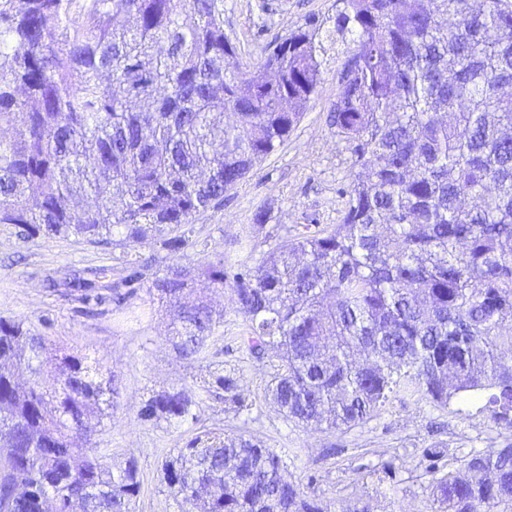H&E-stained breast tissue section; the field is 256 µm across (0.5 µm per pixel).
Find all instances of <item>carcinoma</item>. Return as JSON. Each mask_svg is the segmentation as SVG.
<instances>
[{"instance_id": "cac0c4a2", "label": "carcinoma", "mask_w": 512, "mask_h": 512, "mask_svg": "<svg viewBox=\"0 0 512 512\" xmlns=\"http://www.w3.org/2000/svg\"><path fill=\"white\" fill-rule=\"evenodd\" d=\"M352 36L330 126L350 153L338 223L297 232L224 271V253L152 273L179 356L204 357L224 324L192 284L232 279L251 356L278 365L267 387L287 419L328 430L370 419L408 386L438 407L485 397L512 431V0H336L243 71L224 0H0V224L25 236L116 245L188 228L286 141L322 80L323 40ZM235 122L224 123V113ZM85 197L83 216L71 212ZM111 290L149 266L125 254ZM82 301L100 305L79 278ZM48 350L0 319V505L15 512H134L139 470L101 468L90 442L115 389L64 354L53 378L15 369ZM244 407L236 373L203 381ZM198 405L181 391L145 401L144 421ZM441 443L422 452L436 512L512 507V443L471 450L464 476ZM175 499L197 512H323L264 442L207 433L165 462Z\"/></svg>"}]
</instances>
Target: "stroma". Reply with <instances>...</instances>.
<instances>
[{"label": "stroma", "mask_w": 512, "mask_h": 512, "mask_svg": "<svg viewBox=\"0 0 512 512\" xmlns=\"http://www.w3.org/2000/svg\"><path fill=\"white\" fill-rule=\"evenodd\" d=\"M335 13L336 0H224V32L236 45L239 61L250 65L265 56L271 41L287 37L307 17L326 20ZM263 22L269 30L264 39H255ZM324 48L322 81L287 141L225 193L222 206L195 216L193 227L206 242L205 251L174 252L155 237L130 246V255L163 269L220 252L230 266L245 256L259 260L282 228L337 223L345 208L338 190L348 181L351 157L334 135L329 115L353 45L328 41ZM261 209L271 219L259 229L254 215ZM119 254L118 248L74 235L27 240L18 227L0 224V317L24 322L47 339L51 350L42 357L45 375H53V350L63 346L114 385L115 406L97 426L92 442L103 468L136 461L141 489L135 512H194L171 496L163 464L208 432L264 441L328 512H359L363 507L369 512H433L431 477L420 464L423 448L444 443L448 468L458 472L470 449L512 442V431L478 413V400L462 402L457 409L438 408L416 393L392 397L367 422L349 429L327 431L288 421L266 395L274 361L254 358L244 347L248 327L231 304L230 289L195 284L224 313V324L209 338L204 359H184L175 352L169 313L147 287L137 288L124 304L108 303L99 314L86 315L77 291L63 286V278L97 268L103 282H115L122 275ZM229 371L240 378L244 411L225 410L222 397L203 396L199 389L202 380ZM164 391L198 399L191 418L171 423L140 419L143 403ZM389 462L396 467L392 479L384 471Z\"/></svg>", "instance_id": "35a3bbf8"}]
</instances>
